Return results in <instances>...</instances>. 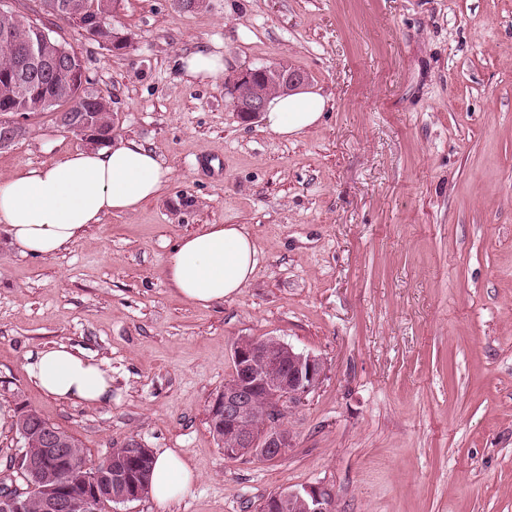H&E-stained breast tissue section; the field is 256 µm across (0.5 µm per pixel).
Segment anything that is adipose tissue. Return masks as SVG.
Instances as JSON below:
<instances>
[{
  "mask_svg": "<svg viewBox=\"0 0 512 512\" xmlns=\"http://www.w3.org/2000/svg\"><path fill=\"white\" fill-rule=\"evenodd\" d=\"M326 108L321 90L308 87L272 96L262 120L267 131L285 139L321 122ZM171 173L152 150L132 139L77 151L0 180V224L22 254L51 257L103 217L138 211L159 197ZM257 254L256 242L243 225L207 224L179 240L164 274L183 300L208 307L241 293L254 274ZM26 370L48 397L89 406L112 400L109 372L66 344L38 352ZM195 479L179 451L163 448L154 455L149 494L166 504Z\"/></svg>",
  "mask_w": 512,
  "mask_h": 512,
  "instance_id": "ef3b65f1",
  "label": "adipose tissue"
}]
</instances>
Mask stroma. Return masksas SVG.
<instances>
[{"instance_id":"stroma-1","label":"stroma","mask_w":512,"mask_h":512,"mask_svg":"<svg viewBox=\"0 0 512 512\" xmlns=\"http://www.w3.org/2000/svg\"><path fill=\"white\" fill-rule=\"evenodd\" d=\"M74 46L109 99L114 138L172 170L160 197L105 216L49 258L0 225V404L37 411L99 461L134 439L174 448L196 481L176 501L108 512H257L322 484L336 512H512V0H119L131 46ZM227 70L288 62L327 109L282 139L229 106ZM54 113L0 149V179L86 147ZM206 224L258 249L241 293L184 302L163 268ZM242 336L320 357L278 461L225 458L207 407ZM57 343L112 375V401L75 405L29 378ZM181 72L188 79H207L224 72V57L213 52L199 50L182 57Z\"/></svg>"}]
</instances>
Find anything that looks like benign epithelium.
I'll use <instances>...</instances> for the list:
<instances>
[{
	"label": "benign epithelium",
	"instance_id": "1",
	"mask_svg": "<svg viewBox=\"0 0 512 512\" xmlns=\"http://www.w3.org/2000/svg\"><path fill=\"white\" fill-rule=\"evenodd\" d=\"M103 9L96 26L83 27L79 32L110 46L112 41L101 36L99 29L115 13L116 4L106 0ZM30 29L27 40L18 48L14 78L30 80L68 67L69 52L56 44L51 27L32 21ZM267 71L274 72L276 67L248 68L225 78L233 111L249 120L260 118L267 96L255 81L258 73ZM28 122L27 113H15L8 123L0 126V143L6 145L13 141ZM325 370L321 358L300 352L275 337L263 340L240 337L233 348L232 374L213 399L214 408L224 415V457L256 456L269 462L284 457L294 444V436L284 421L318 386ZM149 453L150 449L131 441L126 443L117 465L83 467L79 477L83 495L79 502L70 495V470L80 455L79 449L63 448L55 434L47 433L38 448L24 452L20 464L29 478L41 485L39 512H72L78 506L92 509L96 499L104 494L122 504L141 497L140 489L127 484L125 466L130 461L145 462ZM287 507H296L298 512H335V496L329 488L313 485L270 497L268 512H283ZM29 508L30 498L25 488L16 486L0 494V512H28Z\"/></svg>",
	"mask_w": 512,
	"mask_h": 512
}]
</instances>
